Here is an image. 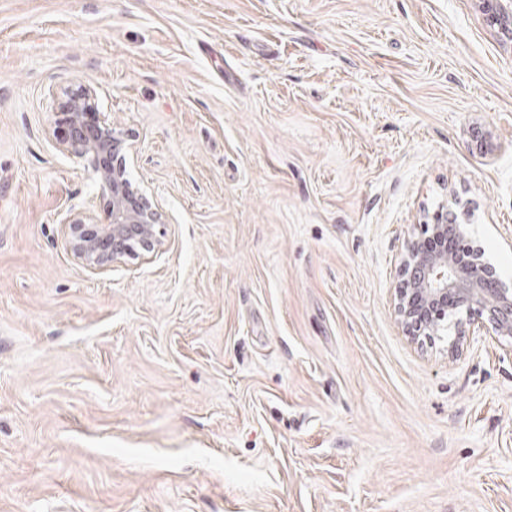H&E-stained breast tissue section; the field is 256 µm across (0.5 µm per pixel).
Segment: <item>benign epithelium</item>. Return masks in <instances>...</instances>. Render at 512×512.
Instances as JSON below:
<instances>
[{"mask_svg": "<svg viewBox=\"0 0 512 512\" xmlns=\"http://www.w3.org/2000/svg\"><path fill=\"white\" fill-rule=\"evenodd\" d=\"M62 115L66 134L60 149L87 162L99 175L102 190V217L89 213L64 219L69 249L93 272L158 251V209L127 179L119 161L125 136L100 117L95 91L86 86L71 90ZM430 229L441 247L432 252L421 239L408 241L404 278L394 288V314L405 336L415 341L433 335L448 313L463 310L477 329L511 338L512 286L496 277L490 263L478 258L462 263L448 251V238L466 237V225L448 223L445 212L435 216Z\"/></svg>", "mask_w": 512, "mask_h": 512, "instance_id": "benign-epithelium-1", "label": "benign epithelium"}]
</instances>
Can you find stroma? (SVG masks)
<instances>
[{
	"label": "stroma",
	"instance_id": "obj_1",
	"mask_svg": "<svg viewBox=\"0 0 512 512\" xmlns=\"http://www.w3.org/2000/svg\"><path fill=\"white\" fill-rule=\"evenodd\" d=\"M162 247L104 272L71 88ZM452 210L512 283V26L481 0H0V512H512V340L410 343Z\"/></svg>",
	"mask_w": 512,
	"mask_h": 512
}]
</instances>
